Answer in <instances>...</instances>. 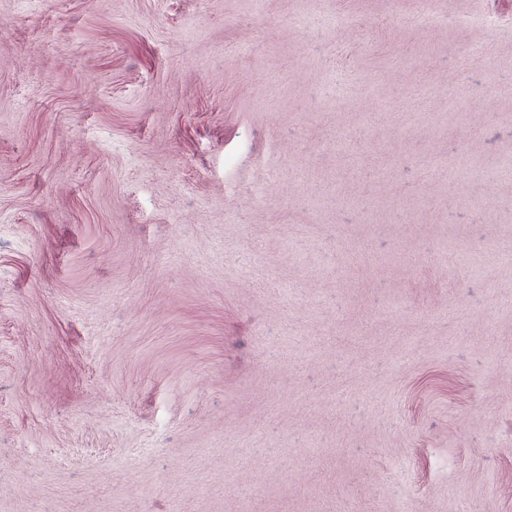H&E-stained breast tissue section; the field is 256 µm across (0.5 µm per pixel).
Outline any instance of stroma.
I'll return each mask as SVG.
<instances>
[{"label":"stroma","instance_id":"obj_1","mask_svg":"<svg viewBox=\"0 0 512 512\" xmlns=\"http://www.w3.org/2000/svg\"><path fill=\"white\" fill-rule=\"evenodd\" d=\"M509 157L512 0H0V512H512Z\"/></svg>","mask_w":512,"mask_h":512}]
</instances>
